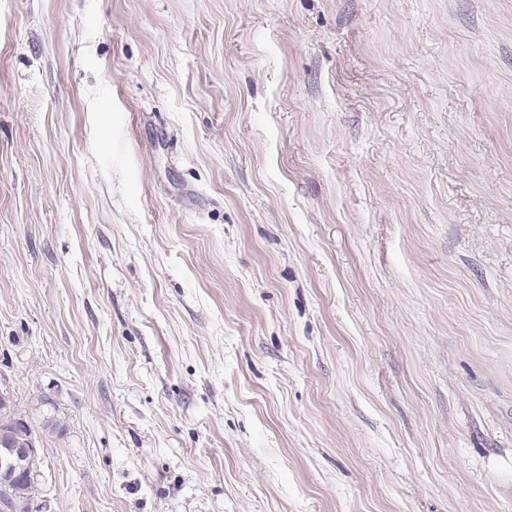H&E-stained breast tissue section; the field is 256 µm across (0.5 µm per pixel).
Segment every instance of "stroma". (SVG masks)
Wrapping results in <instances>:
<instances>
[{
	"label": "stroma",
	"instance_id": "35a3bbf8",
	"mask_svg": "<svg viewBox=\"0 0 512 512\" xmlns=\"http://www.w3.org/2000/svg\"><path fill=\"white\" fill-rule=\"evenodd\" d=\"M0 391L50 512H512V0H0Z\"/></svg>",
	"mask_w": 512,
	"mask_h": 512
}]
</instances>
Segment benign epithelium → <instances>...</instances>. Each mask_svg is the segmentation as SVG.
I'll use <instances>...</instances> for the list:
<instances>
[{
	"label": "benign epithelium",
	"mask_w": 512,
	"mask_h": 512,
	"mask_svg": "<svg viewBox=\"0 0 512 512\" xmlns=\"http://www.w3.org/2000/svg\"><path fill=\"white\" fill-rule=\"evenodd\" d=\"M23 419L18 416L12 400L0 397V484L12 485L21 476L37 481L32 463L38 458V437H17Z\"/></svg>",
	"instance_id": "obj_1"
}]
</instances>
